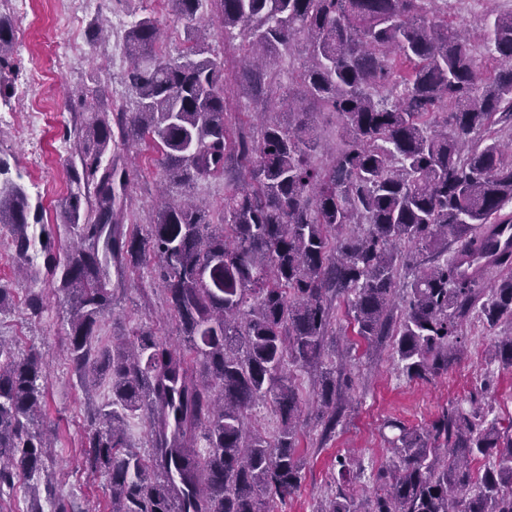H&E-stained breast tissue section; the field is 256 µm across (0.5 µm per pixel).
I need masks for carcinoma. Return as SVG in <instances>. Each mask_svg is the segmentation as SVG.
I'll list each match as a JSON object with an SVG mask.
<instances>
[{"mask_svg": "<svg viewBox=\"0 0 512 512\" xmlns=\"http://www.w3.org/2000/svg\"><path fill=\"white\" fill-rule=\"evenodd\" d=\"M187 21L191 46L176 59L155 51L158 25L136 21L125 38L133 112L117 113L122 137L149 138L170 181L188 185L224 172L236 157L244 183L213 215L187 201L162 203L145 229L124 231L127 173L103 163L112 150V109L74 124L77 192L64 206L76 242L60 264L49 247L46 280L69 307L67 356L84 386L108 375L112 396L91 417L84 451L108 476L106 512H272L299 487L301 399L294 372H318L324 432L336 426V366L325 361L332 300L341 297L356 335L396 337L393 359L409 379L428 380L458 361L464 324L512 325V275L485 289L503 266L485 236L511 224L512 10L489 12L485 46L448 22V0H168ZM211 4L224 35L252 55L243 78L280 87L283 52L304 41L298 76L306 97L256 98V114L283 106L295 124L236 133L224 64L195 23ZM13 50L0 18V70ZM336 115L343 148L316 162L308 105ZM40 205L0 161V224L10 226L20 266L32 262ZM161 284L184 343L136 329L96 346L126 271ZM117 282H112V277ZM512 366V328L491 350ZM46 366L0 340V497L28 481V512H69L32 481L48 479L50 444L37 425ZM260 404L279 414L271 436L251 429ZM141 415L146 450L129 444ZM478 399L436 425L440 455L422 433L399 428L395 459L363 503L338 488L315 512H512V423L486 422ZM488 458L482 476L470 463ZM350 484L360 461L340 462Z\"/></svg>", "mask_w": 512, "mask_h": 512, "instance_id": "carcinoma-1", "label": "carcinoma"}]
</instances>
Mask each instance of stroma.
I'll return each mask as SVG.
<instances>
[{
    "label": "stroma",
    "instance_id": "35a3bbf8",
    "mask_svg": "<svg viewBox=\"0 0 512 512\" xmlns=\"http://www.w3.org/2000/svg\"><path fill=\"white\" fill-rule=\"evenodd\" d=\"M78 0H26L17 9L14 0H0V17L12 27H25V46L15 47L8 66L0 72V160L12 173L20 174L32 202L41 204L42 225L49 233L59 261H66L73 235L64 224L60 205L74 192L70 180L73 152H60L59 144L73 126L75 113L89 112L94 100L111 104L114 110H131L135 99L126 81V66H113L114 43L124 40L120 31L99 38L95 24L122 16L129 21L153 17L160 29L158 53L170 58L185 52L186 23L178 18L165 0H98L94 11L83 13L78 28L63 21L75 10ZM201 26L207 27V44L224 61L226 74L241 73L244 55L238 42H228L224 32L203 11ZM81 53H70L72 44ZM42 113L41 129L29 138L25 130L32 109ZM112 161L126 168L128 190L125 204L137 223H146L164 184L161 153L150 141H124L112 135ZM235 166L223 175L199 180L186 187V194L199 206L218 209L225 191L242 184ZM0 284L11 288V302L0 314V338L9 341L20 355L38 352L46 363V405L41 419L44 427L56 430L53 450L56 495L73 512H99L108 498V480L84 465L83 447L92 432L90 415L110 394L107 380L84 390L63 351L67 307L49 288L44 276L17 272L14 268L12 235L0 224ZM43 299L39 316H32L29 301ZM335 334L327 340L328 351L343 356L336 367L340 413L332 433H324L323 422L314 408V378L300 373L294 379L303 400L300 446L302 480L296 492L276 503V512H314L319 500L330 491L336 475L337 456L360 460L364 472L356 483L360 498L375 493L376 477L388 468L394 457L392 441L399 428L429 432L434 424L457 403L487 387L486 401L491 416L500 426L512 421V367L492 361L489 353L500 331L473 322L468 329L465 354L430 380H411L392 359V339L385 336L367 342L356 336L346 315L343 300L334 303ZM144 327L171 343L181 337L174 319L167 317L156 282L137 273H126L113 301L111 312L99 323L98 340L109 344Z\"/></svg>",
    "mask_w": 512,
    "mask_h": 512
}]
</instances>
